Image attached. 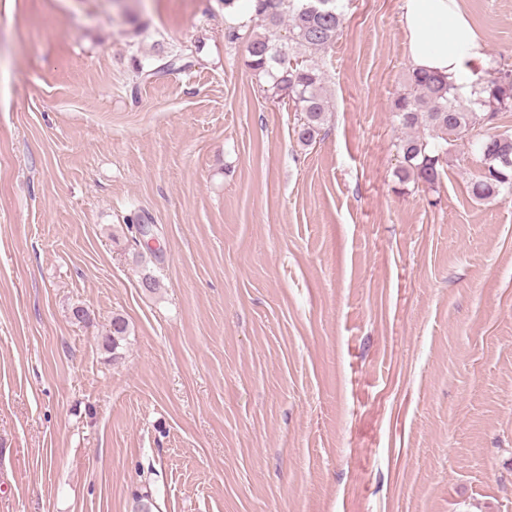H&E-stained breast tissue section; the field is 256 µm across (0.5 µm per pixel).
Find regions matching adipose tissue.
Here are the masks:
<instances>
[{"instance_id":"1","label":"adipose tissue","mask_w":512,"mask_h":512,"mask_svg":"<svg viewBox=\"0 0 512 512\" xmlns=\"http://www.w3.org/2000/svg\"><path fill=\"white\" fill-rule=\"evenodd\" d=\"M400 23L412 70L440 74L472 93L470 68L482 57V42L459 0H402Z\"/></svg>"}]
</instances>
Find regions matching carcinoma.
Listing matches in <instances>:
<instances>
[{
	"mask_svg": "<svg viewBox=\"0 0 512 512\" xmlns=\"http://www.w3.org/2000/svg\"><path fill=\"white\" fill-rule=\"evenodd\" d=\"M254 4L262 32L241 35L232 31L228 39H246L250 69L270 77L272 89L287 97L301 113L295 135L299 144L310 146L320 136L329 105L323 89L324 73L304 53L331 47L341 32L343 15L337 0H254ZM284 26L288 29L286 44L281 41ZM478 88L481 96L474 104L480 111L475 112L443 76L428 71L407 75L405 91L392 102L398 126L409 131L398 144L401 161L395 176L399 183L436 184L442 159L470 134L469 145L476 148L482 164L470 186L472 197L488 201L501 189L512 188V132L476 131L478 126L496 124L500 113L512 110V72L499 71L478 83ZM128 329L124 317H112L101 338L102 348L112 352V357H117Z\"/></svg>",
	"mask_w": 512,
	"mask_h": 512,
	"instance_id": "carcinoma-1",
	"label": "carcinoma"
}]
</instances>
